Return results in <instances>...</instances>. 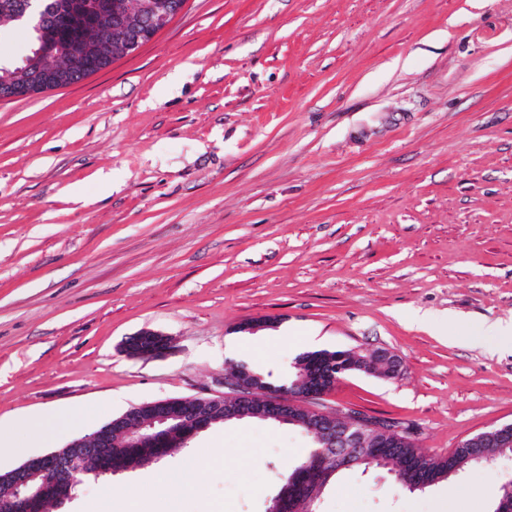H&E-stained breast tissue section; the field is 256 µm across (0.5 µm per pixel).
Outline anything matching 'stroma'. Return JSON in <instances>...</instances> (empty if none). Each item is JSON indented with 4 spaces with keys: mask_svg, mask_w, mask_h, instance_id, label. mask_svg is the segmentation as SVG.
Instances as JSON below:
<instances>
[{
    "mask_svg": "<svg viewBox=\"0 0 512 512\" xmlns=\"http://www.w3.org/2000/svg\"><path fill=\"white\" fill-rule=\"evenodd\" d=\"M511 321L512 0H186L107 69L0 99L1 471L321 349L396 355L398 378L347 375L327 406L445 456L512 423V348L486 334ZM143 329L171 349L127 356ZM313 447L214 425L46 512H264ZM186 464L194 490L149 484ZM508 482L512 455L415 492L354 468L318 512H455L459 488L493 512Z\"/></svg>",
    "mask_w": 512,
    "mask_h": 512,
    "instance_id": "stroma-1",
    "label": "stroma"
}]
</instances>
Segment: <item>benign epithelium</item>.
<instances>
[{
	"label": "benign epithelium",
	"mask_w": 512,
	"mask_h": 512,
	"mask_svg": "<svg viewBox=\"0 0 512 512\" xmlns=\"http://www.w3.org/2000/svg\"><path fill=\"white\" fill-rule=\"evenodd\" d=\"M183 8L184 3L174 0H123L120 10L88 15L81 0H57L56 16L73 25L75 34L82 40L90 31H102L112 37V58L116 59L138 51ZM16 19L37 34L34 54L59 48L42 10L30 5ZM170 347L171 339L167 335L146 329L128 337L123 344V350L132 357H159ZM299 367L309 373V385L286 401L281 398L282 389L262 383L261 377L247 370L232 369L224 376L225 392L208 398L211 408L208 415L197 410L174 412L170 408L171 398L144 403L148 412L145 419L139 417L140 406H134L123 414L126 427L118 429L108 421L90 434L71 439L64 447L32 457L4 473L3 477L14 488V495L1 503L0 509L31 512L34 499L53 488L77 482L81 463L89 455L107 458L122 448H136L146 439L161 440L174 427L185 433L188 442L211 427L217 418L227 421L247 416L280 424H302L309 429L314 444L320 448V458L300 468L298 479L283 487L269 512H287L299 499L311 501L325 478L383 456L373 432L394 437L400 432L391 423L372 419L358 409L325 411L323 399L336 383V372L372 374L377 371L384 378H393L399 372L400 362L388 350L377 349L362 358L352 352L334 359L309 356ZM490 444L512 448V424L491 428L463 441L462 462L482 458L483 448Z\"/></svg>",
	"instance_id": "1"
}]
</instances>
